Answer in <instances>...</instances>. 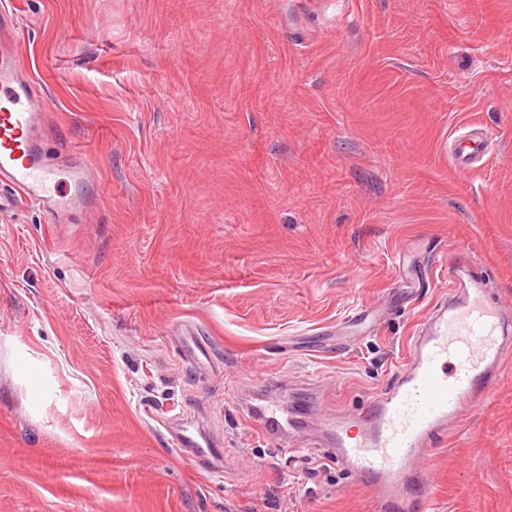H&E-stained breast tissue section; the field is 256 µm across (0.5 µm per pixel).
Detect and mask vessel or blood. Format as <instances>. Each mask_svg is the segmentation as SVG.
<instances>
[{
	"label": "vessel or blood",
	"instance_id": "b4317fda",
	"mask_svg": "<svg viewBox=\"0 0 512 512\" xmlns=\"http://www.w3.org/2000/svg\"><path fill=\"white\" fill-rule=\"evenodd\" d=\"M18 43L12 15L1 11L0 214L32 203L56 220L78 205L58 194L57 174L64 170L81 181L87 164L47 156V115L35 82L23 70ZM484 150V138L467 131L457 136L450 159L455 168L467 171ZM511 345L512 316L486 290L482 274L452 254L448 298L419 323L390 388L354 416L333 420L341 435L335 458L381 490L379 512H420L434 491L431 448L464 409L488 397ZM242 410L272 436L282 434L288 424L284 397L270 406L246 404ZM352 424L357 435L344 441ZM174 437L190 451L196 466L216 471L214 459L222 451L209 432L181 423Z\"/></svg>",
	"mask_w": 512,
	"mask_h": 512
}]
</instances>
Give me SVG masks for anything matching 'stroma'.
Here are the masks:
<instances>
[{"label": "stroma", "instance_id": "stroma-1", "mask_svg": "<svg viewBox=\"0 0 512 512\" xmlns=\"http://www.w3.org/2000/svg\"><path fill=\"white\" fill-rule=\"evenodd\" d=\"M12 2L103 204L0 215V512H376L312 430L389 386L449 250L512 304V0ZM311 377L285 448L229 391ZM433 463L428 512H512V357ZM472 131L463 132L456 137L455 147L450 151V159L460 171H468L473 168L479 157L485 150V140ZM176 443L190 451L196 466L209 470L211 473L222 468L214 463L215 457H222L219 444L204 428L197 424L181 423L173 430Z\"/></svg>", "mask_w": 512, "mask_h": 512}]
</instances>
